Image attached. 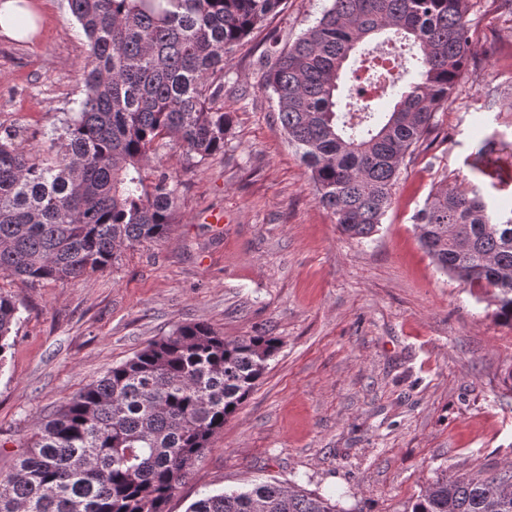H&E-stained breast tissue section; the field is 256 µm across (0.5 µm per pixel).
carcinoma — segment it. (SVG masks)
<instances>
[{
	"instance_id": "cac0c4a2",
	"label": "carcinoma",
	"mask_w": 512,
	"mask_h": 512,
	"mask_svg": "<svg viewBox=\"0 0 512 512\" xmlns=\"http://www.w3.org/2000/svg\"><path fill=\"white\" fill-rule=\"evenodd\" d=\"M285 0H67L87 38L83 97L50 163L0 129V273L31 282L105 269L118 248L168 238L177 184L145 175L178 146L188 164L224 151L232 113L216 106L224 65ZM471 0H332L288 48L272 42L261 86L311 170L319 204L360 242L379 231L404 158L435 130L468 62ZM400 61L388 97L341 111L345 65L362 43ZM411 51L415 76L403 81ZM439 270L499 290L512 324V216L443 181L412 216ZM17 320L0 294V362ZM275 336L226 339L176 326L39 422L0 473V512H166L195 463L248 398L279 349ZM188 512H345L297 485L255 482L208 494ZM404 512H512V465L437 475Z\"/></svg>"
}]
</instances>
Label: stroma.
I'll list each match as a JSON object with an SVG mask.
<instances>
[{"mask_svg":"<svg viewBox=\"0 0 512 512\" xmlns=\"http://www.w3.org/2000/svg\"><path fill=\"white\" fill-rule=\"evenodd\" d=\"M327 4L288 0L225 66L218 104L233 127L223 153L192 168L172 145L152 156L151 169L178 185L167 240L121 248L111 266L80 278L0 275V293L19 308L0 364V471L13 468L39 419L184 323L281 346L167 512L258 478L347 512H403L439 473L512 464V325L497 315L495 289L436 267L411 221L443 179L512 209V179L492 178L497 162H512V89L494 74L512 65V28L489 33L496 6L474 0L468 67L435 114L437 137L405 159L379 232L360 243L319 205L260 85L268 35L291 45ZM26 7L28 38L0 34V127L42 160L82 97L87 40L66 0ZM484 138L495 152L480 163ZM214 211L221 226L208 222Z\"/></svg>","mask_w":512,"mask_h":512,"instance_id":"1","label":"stroma"}]
</instances>
